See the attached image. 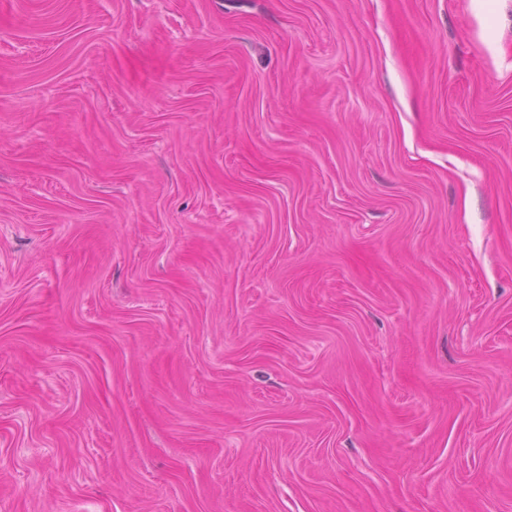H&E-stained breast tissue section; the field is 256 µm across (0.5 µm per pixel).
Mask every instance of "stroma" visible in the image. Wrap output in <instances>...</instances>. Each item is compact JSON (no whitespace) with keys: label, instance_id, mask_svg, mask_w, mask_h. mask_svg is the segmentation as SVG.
<instances>
[{"label":"stroma","instance_id":"obj_1","mask_svg":"<svg viewBox=\"0 0 512 512\" xmlns=\"http://www.w3.org/2000/svg\"><path fill=\"white\" fill-rule=\"evenodd\" d=\"M0 512H512V0H0Z\"/></svg>","mask_w":512,"mask_h":512}]
</instances>
